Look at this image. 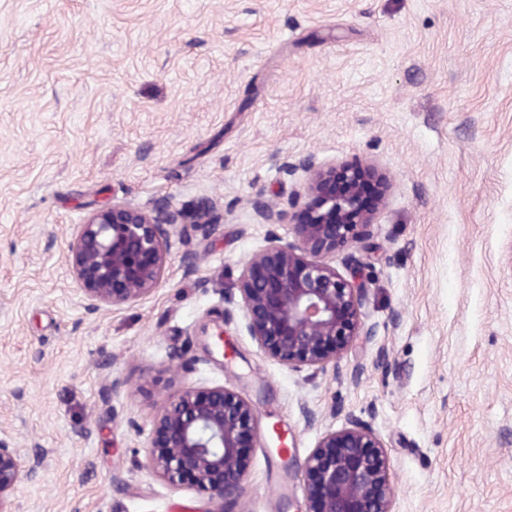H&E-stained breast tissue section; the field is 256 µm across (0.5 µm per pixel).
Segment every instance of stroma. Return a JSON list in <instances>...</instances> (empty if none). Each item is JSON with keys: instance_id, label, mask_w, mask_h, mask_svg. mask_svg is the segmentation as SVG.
I'll list each match as a JSON object with an SVG mask.
<instances>
[{"instance_id": "1", "label": "stroma", "mask_w": 512, "mask_h": 512, "mask_svg": "<svg viewBox=\"0 0 512 512\" xmlns=\"http://www.w3.org/2000/svg\"><path fill=\"white\" fill-rule=\"evenodd\" d=\"M307 155L391 183L353 250L377 334L339 376L270 359L224 303L292 239L255 204L304 192ZM90 201L219 222L172 236L152 295L91 311L64 259ZM216 385L260 419L222 509L148 463L159 407ZM351 415L395 512H512V0H0V442L36 467L13 512H304L301 466Z\"/></svg>"}]
</instances>
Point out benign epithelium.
<instances>
[{
    "mask_svg": "<svg viewBox=\"0 0 512 512\" xmlns=\"http://www.w3.org/2000/svg\"><path fill=\"white\" fill-rule=\"evenodd\" d=\"M297 167L308 174L309 200L257 209L265 224L292 221L294 240L273 237L244 261L224 303L241 308L247 332L269 358L295 371L339 375L351 340L375 335L376 325L365 314L363 264L347 255L344 276L329 259L369 235L386 187L368 186L358 164L336 166L307 156ZM88 209L65 258L94 310H120L150 296L162 281L172 235L192 230L206 238L217 222L207 209L148 210L121 202H91ZM257 427L256 408L237 392L223 385L187 387L158 412L148 461L170 483L210 501L235 503L247 490L248 448ZM302 472L305 512H394L384 440L353 416L320 438ZM23 476L19 451L0 443V512H12L11 496Z\"/></svg>",
    "mask_w": 512,
    "mask_h": 512,
    "instance_id": "1",
    "label": "benign epithelium"
}]
</instances>
